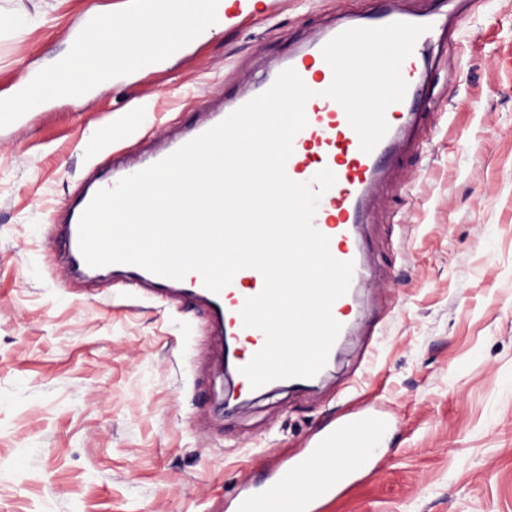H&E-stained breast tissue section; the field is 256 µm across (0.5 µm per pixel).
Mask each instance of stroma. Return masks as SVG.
Here are the masks:
<instances>
[{
  "label": "stroma",
  "instance_id": "obj_1",
  "mask_svg": "<svg viewBox=\"0 0 512 512\" xmlns=\"http://www.w3.org/2000/svg\"><path fill=\"white\" fill-rule=\"evenodd\" d=\"M467 2L425 58L418 128L358 228L350 331L312 388L225 405L203 304L119 271L64 279L52 238L113 159L380 0H253L156 68L0 128V512H210L360 406L391 419L378 466L324 512H512V0ZM128 4L0 0V97L70 51L87 7Z\"/></svg>",
  "mask_w": 512,
  "mask_h": 512
}]
</instances>
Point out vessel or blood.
I'll use <instances>...</instances> for the list:
<instances>
[{
    "label": "vessel or blood",
    "mask_w": 512,
    "mask_h": 512,
    "mask_svg": "<svg viewBox=\"0 0 512 512\" xmlns=\"http://www.w3.org/2000/svg\"><path fill=\"white\" fill-rule=\"evenodd\" d=\"M429 26V31L417 39L412 54L402 64L406 95L387 108L385 118L389 129L369 153L361 150L359 136L342 105L324 94L333 74L322 49L338 35V28H329L286 62L313 95L305 105L307 124L293 139V153L285 171L296 182L309 181L325 168L335 174L336 182L322 195L313 224L328 237L330 253L336 260L353 262L352 280L356 283L361 282L365 270L359 261L354 229L361 222L365 201L381 173L382 155L395 151L402 124L416 118L411 104L419 89V64L439 26L438 19H430ZM246 102L242 96L233 101L231 108L211 109L209 119L189 128L181 136V143H188L214 127L228 116L230 109L240 108ZM117 183L114 176L96 181L94 191L81 195L73 207L70 223L58 237L72 265L80 267L85 263L78 244L83 211L95 190L111 189ZM263 281L262 274L254 268L239 270L231 283L217 293L204 286L199 273H192L188 280L191 294L207 303L210 317L220 324L222 334L231 339V354L240 368L250 363L266 341L261 330L245 327L241 317L246 299L256 296V286ZM389 426L388 417L380 411L361 408L348 413L336 423L320 428L310 439L308 448L271 470L262 487L246 489L225 502L226 512H321L324 502L333 499L338 489L354 482L371 465Z\"/></svg>",
    "instance_id": "obj_1"
}]
</instances>
